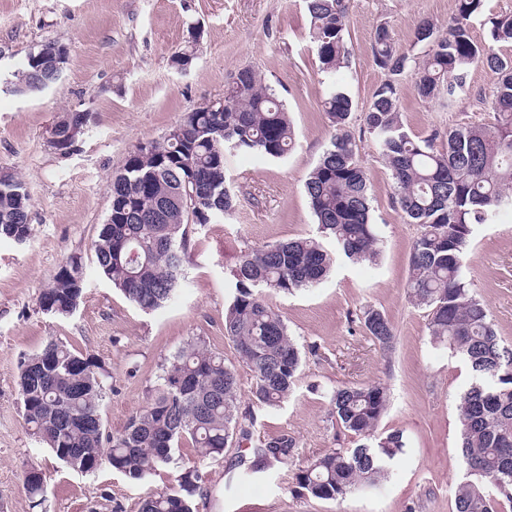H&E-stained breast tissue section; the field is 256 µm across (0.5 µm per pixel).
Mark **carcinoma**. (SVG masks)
<instances>
[{"mask_svg": "<svg viewBox=\"0 0 512 512\" xmlns=\"http://www.w3.org/2000/svg\"><path fill=\"white\" fill-rule=\"evenodd\" d=\"M349 0H305L310 35L321 72L347 66L345 39ZM482 0H459L458 13L444 29L431 20L415 31L422 55L399 52L388 25L373 35V61L390 79L374 92L363 112L362 131L378 144L390 170L395 200L408 224L419 226L413 241L407 293L428 310L433 342L450 348L470 369L473 382L456 407L461 425L459 448L468 479L458 487L455 512H498L512 504V347L495 328L487 305L473 293L464 259L477 226L503 206H512V14L488 19L491 43L471 38L468 20ZM53 43L29 53L15 74V92L49 86L58 79L49 56ZM495 76L489 120L459 124L426 137L410 134L401 119L397 81L414 80L419 99L455 100L468 91L475 64ZM324 112L332 128L329 145L305 182V193L319 232L336 251L355 263L374 264L380 239L371 221L370 187L356 161V140L348 130L353 101L328 87ZM55 135L78 129L73 151L89 123V113L66 112ZM293 131L284 105L257 71L240 68L224 98L186 112L178 132L163 141L140 145L112 176L111 222L94 241L99 270L128 300L143 310L170 302L185 278L189 226L218 222L233 207L225 174L226 153L270 158L288 154ZM30 196L11 174L0 175V238L24 243L30 237ZM332 259L315 237L250 248L231 272V301L224 311V335L238 358L253 371L256 403L276 407L288 398L301 365L287 324L266 295L290 293L320 283ZM84 288L82 264L63 263L40 295L42 310L73 313ZM381 349L392 347L395 332L387 316L367 307L360 317ZM109 373L102 363L58 339L19 363L18 394L30 434L75 472L106 464L133 481H142L173 462L179 443L188 439L200 461L218 462L233 441L250 439L254 417L238 406V384L224 354L201 340L186 343L164 359L149 403L124 427L106 432L102 405ZM389 394L378 382L332 391L336 422L358 438L353 448L334 449L296 472L298 493L340 500L377 486L403 453L402 434L376 437ZM293 440L279 437L253 449L255 465L290 457ZM24 488L33 506L47 496L42 473L32 467ZM196 469L180 473L172 486L142 501L140 512H195L203 495Z\"/></svg>", "mask_w": 512, "mask_h": 512, "instance_id": "cac0c4a2", "label": "carcinoma"}]
</instances>
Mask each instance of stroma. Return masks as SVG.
Instances as JSON below:
<instances>
[{
  "instance_id": "stroma-1",
  "label": "stroma",
  "mask_w": 512,
  "mask_h": 512,
  "mask_svg": "<svg viewBox=\"0 0 512 512\" xmlns=\"http://www.w3.org/2000/svg\"><path fill=\"white\" fill-rule=\"evenodd\" d=\"M457 4L351 0L345 34L350 65L328 75L319 69L304 0H0V171L24 182L32 228L25 243L0 239V512H112L116 504L123 512H139L147 496L189 468L199 469L205 482L196 512H453L465 480L456 404L472 375L450 350L432 342L426 309L408 297L418 228L402 219L390 171L370 136L357 138L356 160L371 184L382 253L374 265L337 260L318 286L271 296L302 356L294 389L280 406L254 402V374L224 335V309L230 272L245 250L318 233L304 182L329 143L322 110L328 84L345 90L356 111L365 110L388 78L373 62L376 27L387 24L395 47L407 52L422 19L447 25ZM47 41L68 51L59 79L36 93L11 92L8 83L19 64ZM185 50L195 58L187 69H176L172 59ZM245 66L283 101L294 146L281 158H230L232 211L190 235L178 297L158 310H142L95 262L93 243L111 208L112 177L136 146L162 141L190 108L222 98ZM469 82V93L449 105L421 102L412 78H400L406 129L424 137L487 121L488 109L475 95L489 93L494 76L476 65ZM71 111L90 113V123L77 148L62 154L48 138ZM71 257L83 266L84 295L71 315L44 312L39 297ZM465 266L497 332L512 345V210L477 227ZM368 306L391 320V351L380 350L361 327L358 316ZM52 338L104 362L112 376L104 421L113 431L147 404L164 359L189 340H204L236 371L240 405L254 416L250 440L206 465L191 443H182L172 463L141 482L106 465L92 474L67 470L29 434L17 392L21 357ZM375 382L390 394L378 430L401 432L404 455L377 488L339 501L295 494L298 468L357 444L331 413L332 391ZM282 436L294 441L292 456L244 474L252 448ZM32 466L41 470L48 491L36 508L24 489Z\"/></svg>"
}]
</instances>
